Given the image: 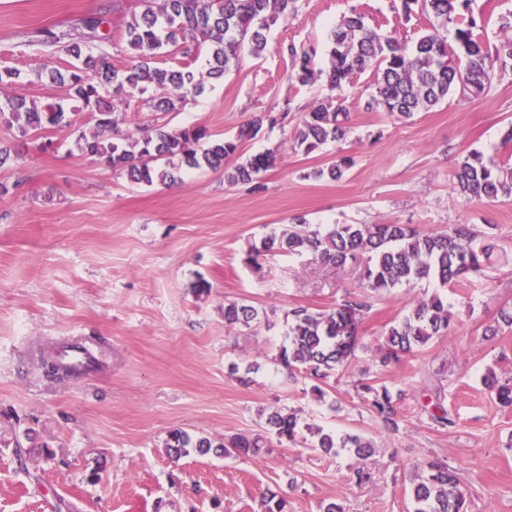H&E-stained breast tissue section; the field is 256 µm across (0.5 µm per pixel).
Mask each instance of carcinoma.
<instances>
[{
	"instance_id": "carcinoma-1",
	"label": "carcinoma",
	"mask_w": 512,
	"mask_h": 512,
	"mask_svg": "<svg viewBox=\"0 0 512 512\" xmlns=\"http://www.w3.org/2000/svg\"><path fill=\"white\" fill-rule=\"evenodd\" d=\"M297 0H138L139 11L132 12L125 24L123 50L130 64L118 68L112 55L101 44L112 41V32L101 26L112 15L113 6L104 5L91 15L72 19L67 29L44 31L51 43L64 42L72 58L64 71L50 72V81L66 88L69 98L82 104L93 130L81 134L82 151L98 158L113 171L137 185L155 181H175L182 168L224 167L230 184H251L257 176L273 167L275 155L267 152L227 167L246 139L253 138L264 123L284 122L288 112L275 115L263 112L223 140L201 146L208 138L203 128L171 129L155 122L133 138L118 128L116 113L136 108L154 113L176 110L187 96L205 92V78L219 79L238 67L242 48L255 58L267 48L270 25L296 10ZM468 0H402L405 15H432L437 24L420 36L412 46L395 37L385 36L369 27L356 12L342 17L331 36L329 66L326 71L330 90L339 93L353 76L373 69L377 79L372 85L364 109L409 118L429 110L450 95L480 97L486 94L498 70L512 67V36L490 47L476 38V22L459 17L458 3ZM456 24L457 48L448 46V24ZM209 50L208 69L196 66L202 49ZM293 58L290 78L306 84L315 78L311 57L289 48ZM177 57V66L156 65L159 56ZM19 77L10 67L0 68V129L15 139L29 137L47 127L67 126L66 112L59 104L41 106L36 101L10 94L9 86ZM349 113L333 98L314 107L295 129L293 147L306 154L345 137ZM353 160L342 157L313 172L316 178L336 181L351 168ZM458 191L468 199L512 197V168L487 162L473 153L460 162L455 171ZM476 233L469 224H454L445 231L422 233L410 224H334L322 231L297 221L280 234L263 238L251 249L248 260L266 253L305 252L324 265L343 266L349 262L363 266L361 291L347 292L335 307L313 311L308 307L288 310V345L282 347L278 361L287 374L300 373L312 381L311 392L322 399L336 372L345 369L358 346V326L371 312V299L403 284L435 282L440 287L460 284L482 274L484 262L495 249L491 242L477 247ZM257 311L244 303L224 304V321L230 325L251 327ZM452 313L448 301L435 293L418 302L411 312L387 330L379 348V363H397L413 349L447 334ZM485 387L498 403L512 407V378L494 373L483 377ZM363 399L395 430L394 393L385 385L371 382L361 385ZM268 424L281 444L305 441L303 431L313 437L311 447L324 453L346 451L367 459L374 453L370 440L359 434L337 435L320 427L299 424L298 416L275 410ZM263 447L262 437L235 435L228 444L212 447L205 439L193 440L175 430L167 448L175 456L194 448L202 454L215 449L224 454L232 449L236 456L248 458ZM414 512H466L467 492L442 461H428L416 474L412 485Z\"/></svg>"
}]
</instances>
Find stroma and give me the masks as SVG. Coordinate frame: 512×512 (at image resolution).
<instances>
[{
    "instance_id": "1",
    "label": "stroma",
    "mask_w": 512,
    "mask_h": 512,
    "mask_svg": "<svg viewBox=\"0 0 512 512\" xmlns=\"http://www.w3.org/2000/svg\"><path fill=\"white\" fill-rule=\"evenodd\" d=\"M104 0H0V67L20 71L13 95L64 101L68 126L18 141V158L0 166V512H265L267 491L282 494L288 512H413L418 466L446 461L468 490L467 512H512V408L484 387L487 372L512 377V198L465 200L456 163L478 152L512 167V71L481 98L449 97L400 119L369 112L364 100L376 74L355 75L343 93L351 129L311 154L292 147L293 132L329 94L325 80L289 77V47L306 49L314 70L327 69L334 26L350 11L380 33L411 44L431 17L405 15L401 0H298L295 12L268 30L264 57L243 54L237 69L208 81L204 94L165 113L170 128H205L212 139L234 134L255 114L287 111L288 121L263 126L241 144L243 161L274 152L258 186L229 185L223 170L180 173L173 183L134 185L76 144L91 123L65 89L42 76L64 69L61 47L43 30L92 13ZM475 32L489 43L505 36L512 0H470ZM52 141L49 151L40 143ZM352 158L339 180L314 169ZM325 224H411L424 233L475 225L496 248L480 277L445 293L448 334L381 367L383 334L436 283L401 286L376 296L359 326L360 344L337 376L327 401L307 380H290L277 363L288 342V309L325 310L362 282L355 266L330 267L311 255L271 253L246 263L251 246L294 218ZM206 292H198L199 283ZM256 308L249 329L224 322V304ZM97 365L73 378L46 376L41 355L71 343ZM250 368L241 386L231 366ZM369 379L405 396L399 429L386 431L359 397ZM450 426L435 425V403ZM297 413L301 424L369 439L375 454L361 461L268 436L272 408ZM32 429L35 446L18 464L15 441ZM216 446L242 434L268 437L250 459L216 453L175 457L173 430ZM368 465L373 479L356 484Z\"/></svg>"
}]
</instances>
